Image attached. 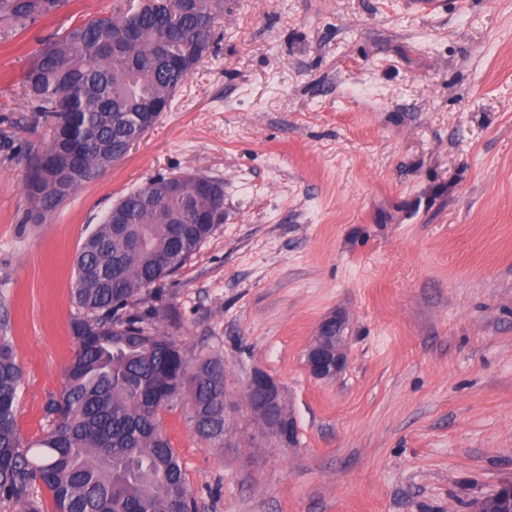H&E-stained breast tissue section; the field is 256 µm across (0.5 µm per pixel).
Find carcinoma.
<instances>
[{"instance_id": "cac0c4a2", "label": "carcinoma", "mask_w": 512, "mask_h": 512, "mask_svg": "<svg viewBox=\"0 0 512 512\" xmlns=\"http://www.w3.org/2000/svg\"><path fill=\"white\" fill-rule=\"evenodd\" d=\"M72 24L35 53L20 75L34 117L51 136L28 158L25 192L42 217L112 166L125 112H162L185 82L211 32L203 18L167 19L162 0ZM68 0H0V25L25 29ZM0 152H18L15 122ZM218 199L204 190L168 193L154 180L119 199L129 223L107 214L75 257L73 298L88 317L71 324L75 352L64 389L45 411L52 427L27 445L17 427L21 372L0 338V498L28 502L35 482L55 512H191L182 463L158 411L186 398L195 431L224 446V360L189 366L181 347L153 332L152 311L128 312L143 289L176 272L215 230Z\"/></svg>"}]
</instances>
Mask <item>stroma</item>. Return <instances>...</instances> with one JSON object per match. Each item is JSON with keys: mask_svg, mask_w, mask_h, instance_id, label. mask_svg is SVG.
I'll return each mask as SVG.
<instances>
[{"mask_svg": "<svg viewBox=\"0 0 512 512\" xmlns=\"http://www.w3.org/2000/svg\"><path fill=\"white\" fill-rule=\"evenodd\" d=\"M139 0H69L0 39V121L16 76L71 19ZM224 184V221L135 297L189 363L224 361L223 446L185 400L158 422L197 512H472L512 481V0L420 17L381 0H224L216 44L128 156L34 219L25 167L0 154V336L22 371L17 426L50 428L74 354V259L149 179ZM346 318L348 363L305 354ZM281 385L298 426L263 434L245 392ZM343 317L333 316L319 327L306 352V367L317 379L336 376L347 365V348L342 336Z\"/></svg>", "mask_w": 512, "mask_h": 512, "instance_id": "35a3bbf8", "label": "stroma"}]
</instances>
